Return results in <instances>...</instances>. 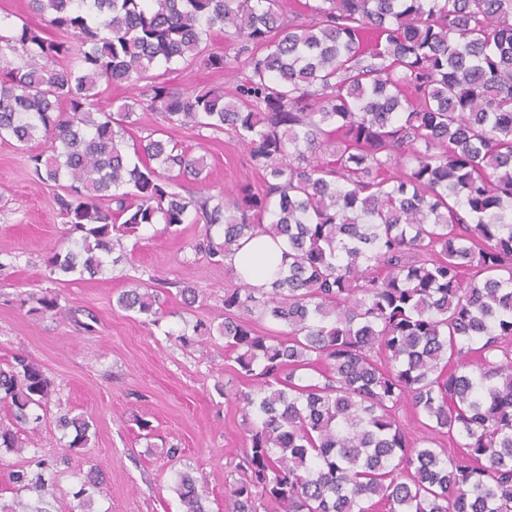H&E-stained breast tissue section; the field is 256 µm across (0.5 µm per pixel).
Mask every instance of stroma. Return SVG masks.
Returning <instances> with one entry per match:
<instances>
[{
	"instance_id": "35a3bbf8",
	"label": "stroma",
	"mask_w": 512,
	"mask_h": 512,
	"mask_svg": "<svg viewBox=\"0 0 512 512\" xmlns=\"http://www.w3.org/2000/svg\"><path fill=\"white\" fill-rule=\"evenodd\" d=\"M156 72L178 90L226 83L223 73L198 65L173 70L160 65ZM138 118L132 136L160 128L180 148L206 155L211 191L260 182L232 133L165 128L152 112ZM54 197L53 187L31 175L26 153L0 141V361L28 354L52 380L62 406L93 422L84 448L68 449L51 416L30 439L49 464L50 512H78L79 475L92 468L107 484L105 494L94 498V512H182L173 472L186 467L209 491L207 512H226L225 487L246 446L234 398L244 384L223 338L184 347L167 333L187 321H223L224 290L238 282L233 267L211 264L195 252L202 225L183 224L171 232L153 224L123 238L114 250L118 263L102 275L53 280L45 256L66 246ZM142 282L163 290L169 315L159 325L143 323L117 304L122 291ZM186 282L201 291L188 311L179 294ZM46 294L57 296L73 317L36 311V298ZM141 419L150 421L153 436L139 430ZM170 447L179 450L173 463L163 455Z\"/></svg>"
}]
</instances>
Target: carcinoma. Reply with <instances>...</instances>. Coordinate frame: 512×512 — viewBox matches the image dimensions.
I'll use <instances>...</instances> for the list:
<instances>
[{"mask_svg": "<svg viewBox=\"0 0 512 512\" xmlns=\"http://www.w3.org/2000/svg\"><path fill=\"white\" fill-rule=\"evenodd\" d=\"M56 35L0 24V141L30 149V173L62 189L74 249L53 274L104 269L114 242L144 225L202 224L195 251L221 265L244 237L286 244L267 286L224 289V321L175 333L218 335L249 386L238 394L248 446L226 487L231 512H512V0H29ZM230 36L233 53L204 38ZM241 77L175 91L154 64ZM146 83L140 88V83ZM134 93L112 111L103 92ZM168 125L229 130L262 184L184 195L206 157L149 134ZM117 304L157 325L159 290ZM257 313L285 327L255 329ZM320 376L315 381L308 371ZM54 393L26 354L0 363V453L22 454ZM406 405L422 436L397 416ZM70 448L89 441L88 421ZM459 449L434 447L438 438ZM41 459L17 491L53 493ZM183 512H205L186 471ZM105 492L80 477L85 508Z\"/></svg>", "mask_w": 512, "mask_h": 512, "instance_id": "obj_1", "label": "carcinoma"}]
</instances>
